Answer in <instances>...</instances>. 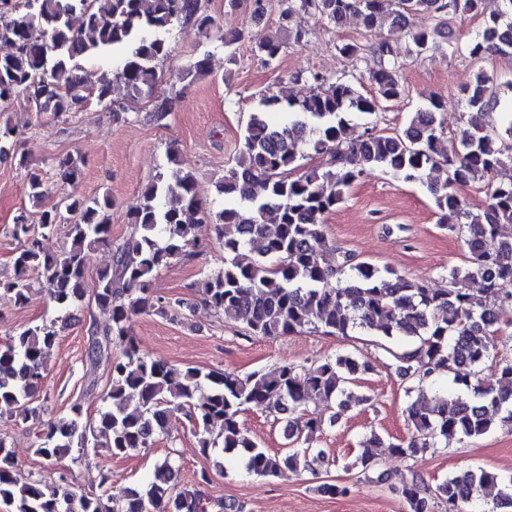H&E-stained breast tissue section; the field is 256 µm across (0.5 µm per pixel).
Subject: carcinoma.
<instances>
[{"mask_svg":"<svg viewBox=\"0 0 512 512\" xmlns=\"http://www.w3.org/2000/svg\"><path fill=\"white\" fill-rule=\"evenodd\" d=\"M499 9L484 12V0H288L280 13V29L256 39L254 49L270 65L281 55L284 39L295 42V14L318 15L335 24L352 14L369 33L388 26L404 28L415 13L429 23L411 32L410 56H420L448 37L447 17L467 14L483 18L480 32L452 53L477 65L464 90L471 131L459 144L448 142L446 113L438 94L411 113L404 127L383 134L374 126L352 136V118L368 117L383 104L405 96L398 73L401 56L388 42L376 48L377 66L368 75L372 87L363 93L343 76L334 80L311 72L309 95L293 99L265 96L250 115L243 132L236 167L218 182L222 207L204 211L196 195L193 172L176 163L168 177L160 176L141 194L130 212L131 232L112 242L111 200L67 198L65 212L69 248L58 255L44 252L42 240L58 230L61 213L39 212L36 223L21 218L12 225L18 241L14 280L3 286L18 305L30 290L27 274L37 270L50 301L61 310L82 303L90 293L107 313L92 323L85 347L89 389L97 385L96 371L104 365L109 384L107 407L90 424L81 421L79 404L68 419L45 422L36 394L45 378L46 361L58 339L53 322L28 326L0 348V407L14 417L35 423L34 452L57 461L73 449H108L114 456L148 450L168 435L171 414L183 410L190 418L204 456L218 446L245 460L246 472L274 477L282 469L326 459L314 445L323 422L307 407L321 403L343 413L351 403L369 402L350 386L373 367L361 356L342 350L313 368L282 364L246 375L227 370L206 373L192 366L175 367L140 352L132 335L133 318L152 310L172 321L186 318L191 305L182 299L153 296L152 283L172 260L198 247L197 224L214 221L224 246V268L205 276L197 287L204 304L226 319L245 324L252 336L277 338L306 329L348 337L355 332L405 339L410 345L398 356L397 371L423 382L452 376L455 391L412 401L407 440H385L373 433L359 457L363 470L375 466L377 449L414 458L431 448H446L451 439H473L498 426L512 425V361L495 364L496 380L481 377L495 358L502 326L512 321V121L504 126V90L482 67L486 58L512 54V0H499ZM194 20L209 36L215 20L200 11L199 0H0V42L11 51L0 55V104L24 93L38 112L60 115L77 110L86 100L79 61L112 53L123 84L124 98H149L157 82L155 63L169 56L163 33L178 20ZM339 56L356 63L365 48L357 41L336 46ZM109 82L97 88V99L118 111ZM315 154L325 161L305 168ZM447 174L427 185L440 228L462 238L468 264L448 270V287L436 290L394 270L362 261L351 253L336 264L319 261L326 241L324 217L346 200L357 182L381 171L405 182H424L428 172ZM482 182L484 206L474 211L459 188ZM495 242L487 248L486 243ZM95 245L110 248L111 263L96 273L94 288H85V252ZM481 281V293L468 283ZM251 405L263 406L287 419L288 439L297 447L284 454L259 446L241 421ZM180 467L166 457L155 463L141 490L110 493L112 473H101V493H77L60 473L54 483L24 477L0 437V501L13 512H204L196 487H178ZM499 487L497 508L512 509V475L484 469L467 470L436 485L414 472L399 493L408 512H468Z\"/></svg>","mask_w":512,"mask_h":512,"instance_id":"cac0c4a2","label":"carcinoma"}]
</instances>
